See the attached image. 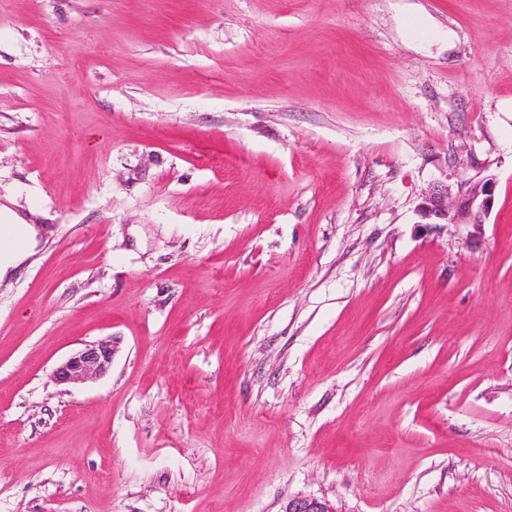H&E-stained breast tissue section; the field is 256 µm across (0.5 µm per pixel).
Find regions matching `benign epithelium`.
I'll return each mask as SVG.
<instances>
[{"label": "benign epithelium", "mask_w": 512, "mask_h": 512, "mask_svg": "<svg viewBox=\"0 0 512 512\" xmlns=\"http://www.w3.org/2000/svg\"><path fill=\"white\" fill-rule=\"evenodd\" d=\"M495 181L486 179L470 187L447 186L434 190L421 205L420 216L446 224H466L480 230L494 205ZM115 347L110 340L85 345L72 353L53 371L58 384H75L100 376L112 363ZM282 512H333L326 503L315 498L289 500Z\"/></svg>", "instance_id": "obj_1"}]
</instances>
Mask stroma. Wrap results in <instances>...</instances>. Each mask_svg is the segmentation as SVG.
Segmentation results:
<instances>
[{
	"label": "stroma",
	"mask_w": 512,
	"mask_h": 512,
	"mask_svg": "<svg viewBox=\"0 0 512 512\" xmlns=\"http://www.w3.org/2000/svg\"><path fill=\"white\" fill-rule=\"evenodd\" d=\"M0 204V512H512V0H0ZM495 181L491 178L470 187L451 186L434 190L425 198L419 213L427 224H466L479 231L494 205ZM444 221V222H440ZM0 219L4 224L11 225L23 239L21 246H7L0 250L1 280L10 269L20 265L33 253L37 232L33 224H27L23 218L6 206H0ZM114 354L110 340L86 344L54 369L53 379L58 384H75L100 376L111 365Z\"/></svg>",
	"instance_id": "stroma-1"
}]
</instances>
